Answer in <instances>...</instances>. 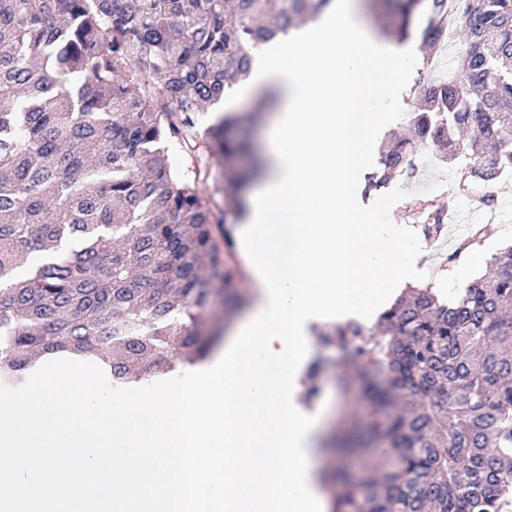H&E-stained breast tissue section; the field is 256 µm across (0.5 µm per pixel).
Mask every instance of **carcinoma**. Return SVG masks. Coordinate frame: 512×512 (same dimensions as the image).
<instances>
[{"label":"carcinoma","instance_id":"cac0c4a2","mask_svg":"<svg viewBox=\"0 0 512 512\" xmlns=\"http://www.w3.org/2000/svg\"><path fill=\"white\" fill-rule=\"evenodd\" d=\"M466 49L433 81L412 137L380 158L368 187L411 175L422 146L468 177L512 169V0H369L405 38L448 42V2ZM330 0H0V383L22 385L42 356L108 367L115 387L205 357L215 287L244 304L228 258L248 116L205 108L248 78L251 49L317 18ZM149 92H137L139 86ZM236 192L216 209L201 188L210 156ZM442 207L425 209L437 239ZM343 353V392L371 405L359 447L381 450L357 478L338 469L331 512H503L512 492V247L444 301L411 288L373 331L318 334ZM320 361L306 396L319 392Z\"/></svg>","mask_w":512,"mask_h":512}]
</instances>
